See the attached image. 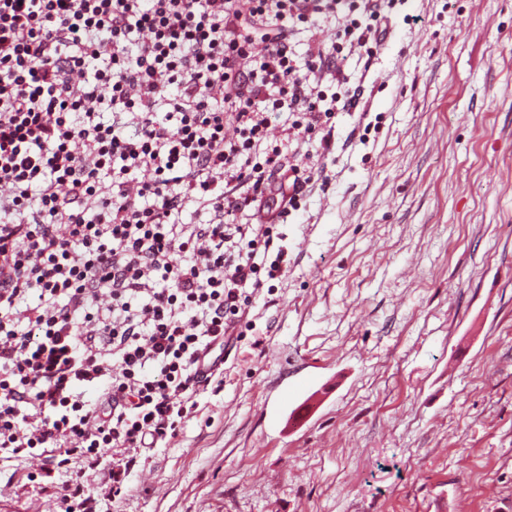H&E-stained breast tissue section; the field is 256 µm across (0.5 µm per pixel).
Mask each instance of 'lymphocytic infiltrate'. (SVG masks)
Listing matches in <instances>:
<instances>
[{"instance_id": "f902f5d3", "label": "lymphocytic infiltrate", "mask_w": 512, "mask_h": 512, "mask_svg": "<svg viewBox=\"0 0 512 512\" xmlns=\"http://www.w3.org/2000/svg\"><path fill=\"white\" fill-rule=\"evenodd\" d=\"M380 16L379 0H0V459L68 470L57 512H89L92 487L125 499L143 450L223 391L199 364L284 271L300 143L362 96L342 43L310 44L302 68L293 32L335 22L371 57ZM199 199L209 220L184 223Z\"/></svg>"}]
</instances>
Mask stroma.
<instances>
[{"label": "stroma", "instance_id": "1", "mask_svg": "<svg viewBox=\"0 0 512 512\" xmlns=\"http://www.w3.org/2000/svg\"><path fill=\"white\" fill-rule=\"evenodd\" d=\"M381 8L223 391L96 512H512V0ZM35 469L0 512H54Z\"/></svg>", "mask_w": 512, "mask_h": 512}]
</instances>
